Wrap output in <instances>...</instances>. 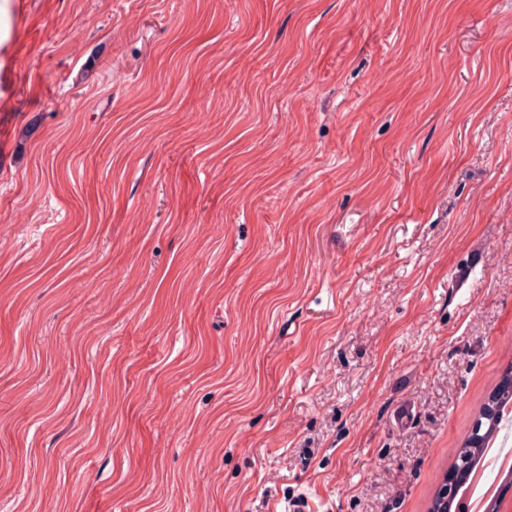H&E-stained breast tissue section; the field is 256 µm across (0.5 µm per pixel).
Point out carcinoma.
Here are the masks:
<instances>
[{
	"label": "carcinoma",
	"instance_id": "carcinoma-1",
	"mask_svg": "<svg viewBox=\"0 0 512 512\" xmlns=\"http://www.w3.org/2000/svg\"><path fill=\"white\" fill-rule=\"evenodd\" d=\"M512 405V369L501 378L500 385L491 394L479 411L472 428L465 435L460 448L455 451V464L468 462L475 466L481 462L487 448L494 442L503 417V410ZM428 512H452L451 498L448 496V483H441L436 489Z\"/></svg>",
	"mask_w": 512,
	"mask_h": 512
}]
</instances>
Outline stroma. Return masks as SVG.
<instances>
[{
  "label": "stroma",
  "instance_id": "stroma-1",
  "mask_svg": "<svg viewBox=\"0 0 512 512\" xmlns=\"http://www.w3.org/2000/svg\"><path fill=\"white\" fill-rule=\"evenodd\" d=\"M512 366V0H0V512H427Z\"/></svg>",
  "mask_w": 512,
  "mask_h": 512
}]
</instances>
